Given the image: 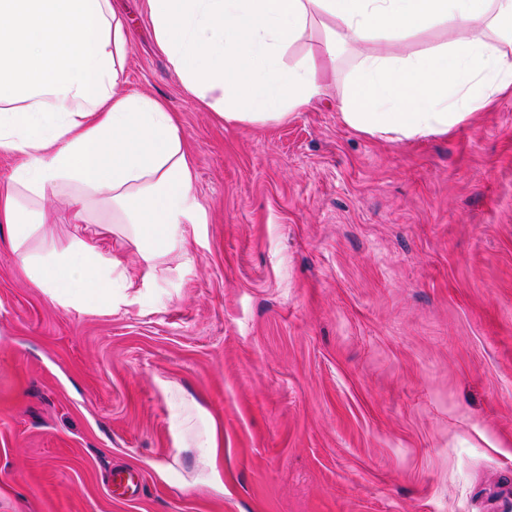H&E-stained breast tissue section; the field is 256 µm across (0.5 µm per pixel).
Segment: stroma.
<instances>
[{
  "label": "stroma",
  "instance_id": "1",
  "mask_svg": "<svg viewBox=\"0 0 512 512\" xmlns=\"http://www.w3.org/2000/svg\"><path fill=\"white\" fill-rule=\"evenodd\" d=\"M112 5L127 86L177 113L204 215L94 313L34 284L0 230V512H504L512 95L384 142L343 123L331 74L288 122L227 125L184 91L147 0ZM69 212L49 197L46 233L97 232ZM115 466L139 470L137 500L109 494Z\"/></svg>",
  "mask_w": 512,
  "mask_h": 512
}]
</instances>
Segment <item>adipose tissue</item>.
I'll list each match as a JSON object with an SVG mask.
<instances>
[{
    "instance_id": "1",
    "label": "adipose tissue",
    "mask_w": 512,
    "mask_h": 512,
    "mask_svg": "<svg viewBox=\"0 0 512 512\" xmlns=\"http://www.w3.org/2000/svg\"><path fill=\"white\" fill-rule=\"evenodd\" d=\"M157 43L184 88L232 125H271L326 92L353 60L338 108L380 141L445 135L512 94V0H148ZM442 31L401 55L370 51ZM128 26L112 0H0V152L20 162L0 190V223L29 278L87 312L111 307L160 259L183 251L200 204L177 116L129 92ZM316 41L317 51L306 50ZM303 46L291 58L293 46ZM70 190L72 219L93 206L140 245L141 278L92 239L27 242L42 203Z\"/></svg>"
}]
</instances>
